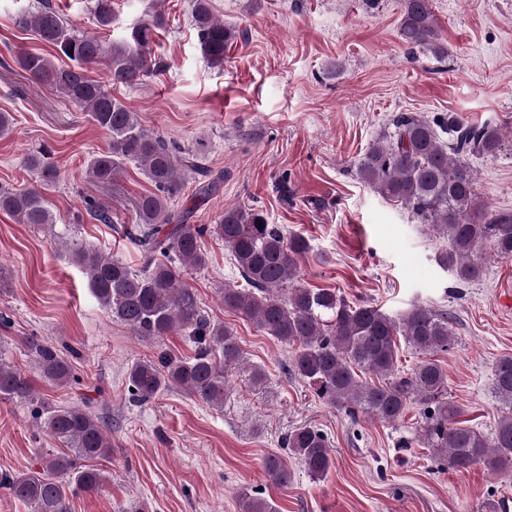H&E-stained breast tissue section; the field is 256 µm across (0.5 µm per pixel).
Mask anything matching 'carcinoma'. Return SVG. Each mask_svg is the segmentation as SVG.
I'll return each instance as SVG.
<instances>
[{
    "mask_svg": "<svg viewBox=\"0 0 512 512\" xmlns=\"http://www.w3.org/2000/svg\"><path fill=\"white\" fill-rule=\"evenodd\" d=\"M430 2L403 0L398 34L409 48H430L444 58L448 48L439 42ZM91 13L97 27H110L114 0H94ZM189 18L202 54L212 64L224 63L226 48L247 36L217 18L210 0H190ZM14 23L70 60L57 67L44 54L25 52L15 56L19 67L88 113L92 123L110 136L108 149L91 154L87 161L89 181L110 184L126 163L134 162L154 187L135 201L123 226L126 238L145 254L144 270L136 272L119 259L65 243L71 260L86 274L93 296L113 320L142 338L185 332L195 344V354L188 360L163 353L155 360L133 363L127 370L132 400L149 402L176 389L211 406L224 404V367L240 364L242 349L224 324L202 314L195 291L181 280L182 271L207 265L201 239L215 235L224 240L246 284L224 289V307L293 348L292 372L319 399L353 417L361 412L385 422L398 420L410 405L418 404L423 407L419 447L430 449L452 470L480 465L490 474L512 473V355L496 361L491 379L492 394L508 412L486 434L460 419L458 406L448 398V378L435 359L453 344L448 312L414 305L395 317L373 305L351 303L335 289L305 287L298 258L309 251L308 240L300 234L285 235L253 208L226 207L214 224H188L191 210L171 208L184 194L182 173L203 169L201 155L148 131L137 114L112 95L164 71L152 54L155 32L166 24L162 11L138 21L119 41L78 34L47 0L17 12ZM95 66L102 67L104 80L88 76ZM390 125L393 131L359 159V178L430 226L441 241L436 262L457 281L479 280L488 255L511 259L512 211L497 210L478 197L467 159L495 156L512 140L505 141L493 125H466L451 114L429 120L399 112ZM51 155L44 146L27 156L25 165L35 173L36 182L0 188L1 212L39 229L57 223L48 199L59 179ZM258 221L263 223L260 228ZM401 339L419 355L404 376L397 366ZM27 348L41 377L58 385L74 380L71 363L61 350L35 339ZM367 373L376 380L362 378ZM33 392L28 376L0 361V399L31 402ZM39 417L63 450L47 453L41 470L6 476L0 486L31 512H69L70 488L102 490L106 476L86 461L109 455L112 441L104 420L79 406H45ZM284 446L311 477L324 476L333 463L327 437L313 426L296 429ZM264 470L272 483L288 484L290 474L280 456H267ZM242 508L275 512L272 503L260 498H243Z\"/></svg>",
    "mask_w": 512,
    "mask_h": 512,
    "instance_id": "cac0c4a2",
    "label": "carcinoma"
}]
</instances>
